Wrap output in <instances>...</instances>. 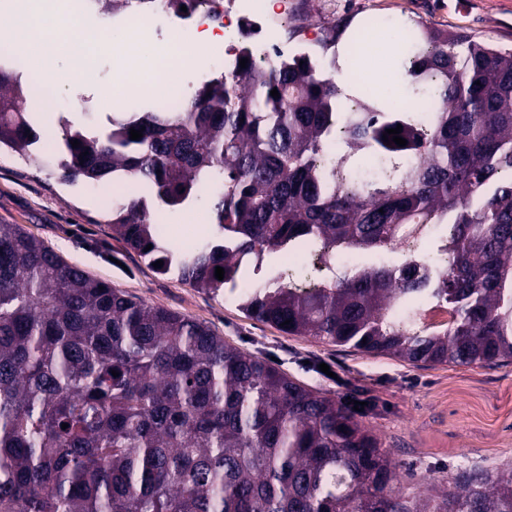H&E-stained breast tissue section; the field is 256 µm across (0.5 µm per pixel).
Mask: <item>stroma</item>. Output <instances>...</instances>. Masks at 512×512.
<instances>
[{
	"mask_svg": "<svg viewBox=\"0 0 512 512\" xmlns=\"http://www.w3.org/2000/svg\"><path fill=\"white\" fill-rule=\"evenodd\" d=\"M324 2L294 0L285 35L314 39L329 75L336 74L350 36L373 13L384 14L389 35L405 27L434 29L512 47V0H333L332 12ZM48 90L54 104L39 115L43 132L61 137L63 115L107 128V109L90 105L76 113L64 88L52 84ZM119 194L111 179L69 185L56 162L35 165L0 150V224L21 225L67 263L147 304L206 323L241 351L275 358L281 371L307 387L371 402L364 423L404 464L403 486L423 492L460 467L512 463V363L422 368L286 335L247 317L234 296H214L159 274L114 239L112 200ZM211 220L209 207L199 201L160 215L175 244L184 235H201ZM323 363L328 372L320 371Z\"/></svg>",
	"mask_w": 512,
	"mask_h": 512,
	"instance_id": "obj_1",
	"label": "stroma"
}]
</instances>
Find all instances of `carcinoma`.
Segmentation results:
<instances>
[{
    "mask_svg": "<svg viewBox=\"0 0 512 512\" xmlns=\"http://www.w3.org/2000/svg\"><path fill=\"white\" fill-rule=\"evenodd\" d=\"M424 40L399 97L293 57L213 78L181 112L104 130L63 117L61 180L145 186L112 202V237L289 336L418 367L512 361V51ZM398 125L406 146L384 144ZM339 130L348 152L326 165ZM42 137L20 77L0 69V145L41 164ZM201 194L211 226L171 245L154 215ZM414 224L448 225L451 269L336 273L343 250H391ZM299 245L319 252L320 284L258 279ZM428 306L448 323L422 325ZM367 410L0 224V512H512L509 465L396 489L402 464L363 424Z\"/></svg>",
    "mask_w": 512,
    "mask_h": 512,
    "instance_id": "cac0c4a2",
    "label": "carcinoma"
}]
</instances>
